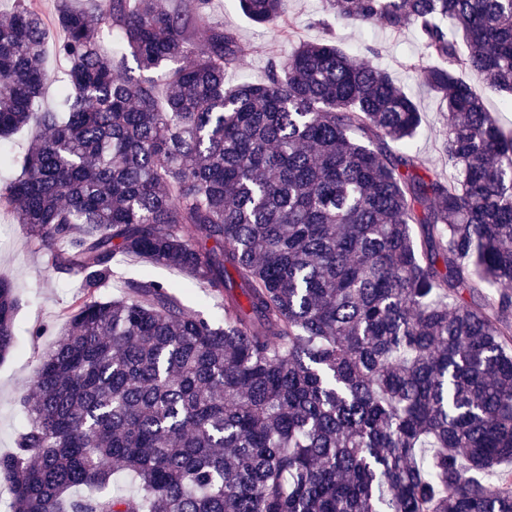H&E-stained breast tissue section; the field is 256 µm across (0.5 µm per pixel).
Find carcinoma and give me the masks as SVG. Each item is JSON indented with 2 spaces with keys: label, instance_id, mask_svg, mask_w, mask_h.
<instances>
[{
  "label": "carcinoma",
  "instance_id": "obj_1",
  "mask_svg": "<svg viewBox=\"0 0 512 512\" xmlns=\"http://www.w3.org/2000/svg\"><path fill=\"white\" fill-rule=\"evenodd\" d=\"M87 2L0 14V139L42 130L0 154V208L83 290L0 455L6 512H512V129L484 103L512 104V0H323L416 29L448 178L410 148L416 102L331 41L228 88L243 47L212 0ZM49 50L66 78L41 111ZM18 308L0 275V360ZM117 468L138 493L109 490ZM123 271L127 277L140 278L146 272L153 278L165 282H180L184 283V288H180L181 299L184 305L192 311H203L204 313L218 317L221 315L219 309L203 297L199 288H194L189 285L185 276L172 271L168 267L162 265H152L148 267L141 266L140 264H132L125 266Z\"/></svg>",
  "mask_w": 512,
  "mask_h": 512
}]
</instances>
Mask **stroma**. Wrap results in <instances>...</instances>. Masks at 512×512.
I'll use <instances>...</instances> for the list:
<instances>
[{"label": "stroma", "instance_id": "obj_1", "mask_svg": "<svg viewBox=\"0 0 512 512\" xmlns=\"http://www.w3.org/2000/svg\"><path fill=\"white\" fill-rule=\"evenodd\" d=\"M290 33L274 35L257 27L233 10L228 0H212L208 22L233 31L244 48L236 68L226 71L224 82L232 87L244 81L261 82L271 59L286 60L301 41L331 40L362 62L385 69L414 97L423 122L412 142L432 168L447 171L448 159L440 150L448 119L440 112L436 97L421 85L407 66L418 52L412 29L392 32L371 25H351L329 19L320 25L321 0H284ZM128 277L148 274L165 282L182 283L183 276L168 267L138 264L125 266ZM0 274L10 278L21 299L15 319V347L0 363V454L11 452L18 433L26 424L20 399L37 366V357L63 327L62 313L80 292L79 280L53 271L46 256L34 250L25 225L15 223L11 214H0ZM183 285V283H182ZM181 299L193 311L219 316L220 311L201 291L183 285Z\"/></svg>", "mask_w": 512, "mask_h": 512}]
</instances>
